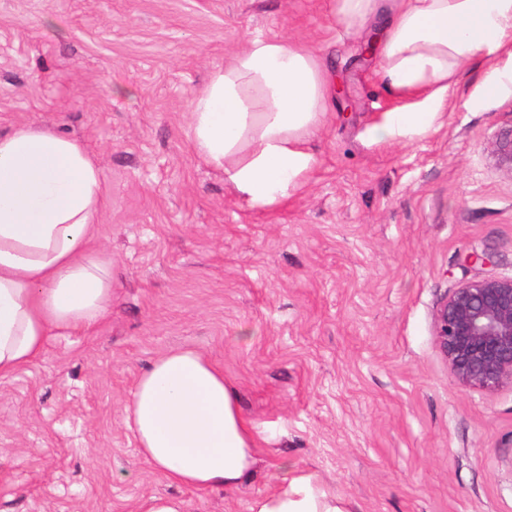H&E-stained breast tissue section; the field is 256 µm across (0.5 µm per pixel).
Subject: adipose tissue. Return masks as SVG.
I'll return each mask as SVG.
<instances>
[{
	"label": "adipose tissue",
	"instance_id": "obj_1",
	"mask_svg": "<svg viewBox=\"0 0 512 512\" xmlns=\"http://www.w3.org/2000/svg\"><path fill=\"white\" fill-rule=\"evenodd\" d=\"M347 32L375 25L379 65L398 93L423 91L412 111L371 131L402 142L435 126L464 64L512 45V0H335ZM327 84L312 52L252 37L215 68L190 102L196 154L258 209L298 190L316 164L310 137L326 116ZM109 203L102 171L77 139L36 126L0 134V379L31 364L52 336L92 333L112 305V257L101 246ZM124 419L142 459L170 494L136 512H189L180 489L238 490L255 472L257 437L223 370L194 349L155 359L137 378ZM249 512H347L310 472L283 467Z\"/></svg>",
	"mask_w": 512,
	"mask_h": 512
}]
</instances>
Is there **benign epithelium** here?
<instances>
[{"label": "benign epithelium", "mask_w": 512, "mask_h": 512, "mask_svg": "<svg viewBox=\"0 0 512 512\" xmlns=\"http://www.w3.org/2000/svg\"><path fill=\"white\" fill-rule=\"evenodd\" d=\"M435 336L462 383L485 390L512 384V275L461 283L436 311Z\"/></svg>", "instance_id": "obj_1"}]
</instances>
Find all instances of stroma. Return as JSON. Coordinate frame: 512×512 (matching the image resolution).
I'll list each match as a JSON object with an SVG mask.
<instances>
[{
    "label": "stroma",
    "mask_w": 512,
    "mask_h": 512,
    "mask_svg": "<svg viewBox=\"0 0 512 512\" xmlns=\"http://www.w3.org/2000/svg\"><path fill=\"white\" fill-rule=\"evenodd\" d=\"M332 0H0V133L48 127L98 161L110 204L112 307L91 335L51 337L0 380V512H134L166 483L123 411L160 355L220 365L260 435L233 493L191 512H248L282 464L348 512H512V385L452 375L434 336L467 279L512 275V52L451 79L435 127L372 128L392 94ZM319 54L330 89L304 186L261 211L188 137L190 101L248 38ZM491 265L464 267L471 251Z\"/></svg>",
    "instance_id": "35a3bbf8"
}]
</instances>
